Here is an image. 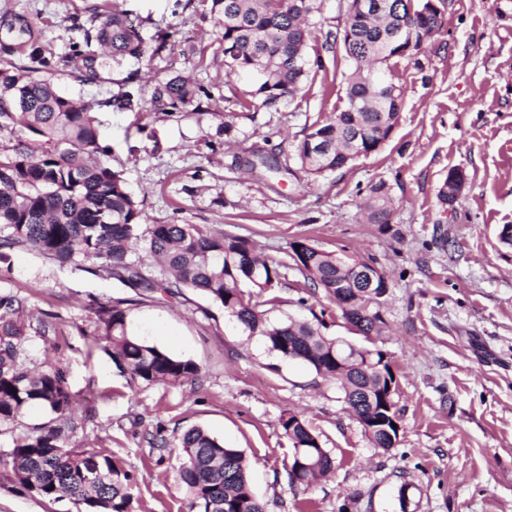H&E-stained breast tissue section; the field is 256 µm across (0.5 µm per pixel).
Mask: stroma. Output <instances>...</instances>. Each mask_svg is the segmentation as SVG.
<instances>
[{"label":"stroma","instance_id":"35a3bbf8","mask_svg":"<svg viewBox=\"0 0 512 512\" xmlns=\"http://www.w3.org/2000/svg\"><path fill=\"white\" fill-rule=\"evenodd\" d=\"M113 3L142 33L145 57L90 80L64 72L55 81L96 112L141 228L197 224L249 238L274 260L305 237L386 272L383 332L369 343L396 376L400 433L391 451L374 448L335 382L282 360L198 292L146 293L113 278L104 261L62 264L18 246L0 262V294L24 302L21 360L34 372L63 368L77 395L80 427L62 445L120 460L133 477L134 512H191L177 443L194 426L244 450L267 512H399L405 481L413 484L409 512H512V247L500 241L512 225V0H453L424 53L389 62L403 95L389 140L317 180L294 147L343 106L348 64L336 39L346 0H316L307 53L325 67L271 108L252 97L253 77H225L223 30L201 0H0V56L25 23L66 53L82 42L93 8ZM168 32L176 44H163ZM175 76L210 87L212 99L197 112L160 110L150 90ZM128 83L141 91L139 107H110ZM254 154L277 156L284 172H244L240 159ZM455 168L466 183L445 206L438 190ZM378 184L390 221L369 224L363 203ZM274 293L272 317L318 314L325 335L367 343L298 270ZM105 305L125 311L138 339L196 363L198 378L169 385L122 373L97 325ZM292 414L336 459L307 488L288 477L293 448L281 420ZM49 419L34 408L0 427V512H76L69 501L42 500L11 470L15 439Z\"/></svg>","mask_w":512,"mask_h":512}]
</instances>
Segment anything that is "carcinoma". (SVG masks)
<instances>
[{"instance_id":"1","label":"carcinoma","mask_w":512,"mask_h":512,"mask_svg":"<svg viewBox=\"0 0 512 512\" xmlns=\"http://www.w3.org/2000/svg\"><path fill=\"white\" fill-rule=\"evenodd\" d=\"M315 0H211L210 13L224 29V66L227 74L255 75V94L269 107L294 95L311 70L324 68L304 49L311 35L305 20ZM445 10L428 0H370L367 12L349 17L352 40L342 50L351 62L345 106L328 121L312 124L295 146L301 166L315 179L354 162L355 147L370 154L391 136L398 123L402 92L382 68L376 52L382 39L399 26L415 40L440 31ZM93 29L84 41H96L105 54L78 49L59 54L50 44L31 37V27L19 28L17 48L25 63L0 59V133L17 136L8 151H0V260L2 249L28 245L61 263L77 258L103 259L112 275L146 292L198 291L221 305L250 336H260L279 357L301 361L325 379L336 381L358 423L376 415L383 376H392L381 351L370 353L318 326L292 318L273 321L268 313L278 297L270 294L279 283L284 261L257 256L247 238L212 231L197 224H153L147 228L149 255L161 275L143 272L127 260L138 239L140 211L125 186L123 173L97 161L107 152L100 143V122L91 108L62 95L53 74L67 68L91 79L115 59L140 60L145 46L139 30L117 7L92 17ZM32 72H43L36 79ZM201 85L181 76L155 84L152 101L173 112L200 96ZM372 224H387L389 199L378 186L365 203ZM290 259L310 286L336 300L343 318L364 337L379 334L381 322L373 305L389 292L381 277L368 293L363 288L364 260L332 255L314 248L306 237L290 243ZM22 300L0 296V425L14 423L32 408H43L78 428L73 416L76 395L67 375L55 367L29 372L19 358L26 340L25 326L14 320ZM104 337L118 366L134 379L181 384L195 378L199 367L171 356L131 335L126 313L118 306L98 311ZM294 448L293 483L308 486L332 471L334 458L323 448L305 421L296 415L281 419ZM59 431L48 421L19 437L11 452V470L29 490L48 501L67 499L83 512H131V474L119 462L98 451L73 452L58 442ZM182 450L180 479L198 512H266L253 493L248 461L239 448L224 443L206 429L194 426L178 442ZM97 461L101 477L86 479L88 464Z\"/></svg>"}]
</instances>
